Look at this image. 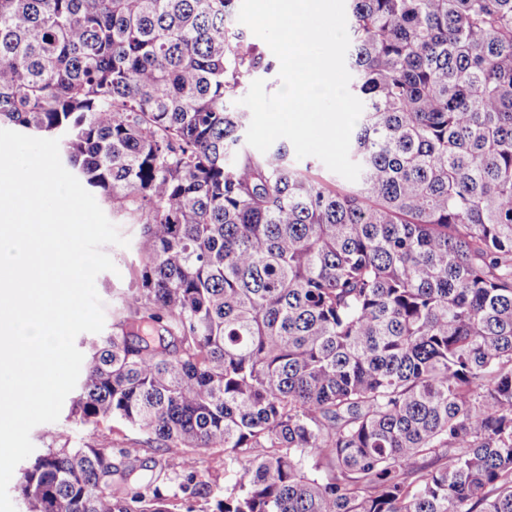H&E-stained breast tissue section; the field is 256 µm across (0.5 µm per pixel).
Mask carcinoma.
<instances>
[{
  "mask_svg": "<svg viewBox=\"0 0 512 512\" xmlns=\"http://www.w3.org/2000/svg\"><path fill=\"white\" fill-rule=\"evenodd\" d=\"M239 0H0V126L140 226L25 512H512V0H348L357 181L246 142ZM221 448L212 479L194 452ZM76 387L65 399L59 420L54 423L37 425L30 433L34 451L28 458L17 465L8 487V493L16 507V512L24 511L18 490L22 469L27 467L37 455L43 453L46 448L50 446L65 441H68L70 445L73 446H82L85 443L94 442L99 444L112 442V446L127 448L138 459V467L130 480L131 484L134 486L151 476L155 471V462L161 458L173 455L176 451L166 452L162 448L158 450L157 448L155 449V447H149L146 443L145 435L119 422H110L101 425L98 431H93L91 428L76 424L72 419L67 418L70 400L74 395ZM139 465L142 466L139 467Z\"/></svg>",
  "mask_w": 512,
  "mask_h": 512,
  "instance_id": "carcinoma-1",
  "label": "carcinoma"
}]
</instances>
